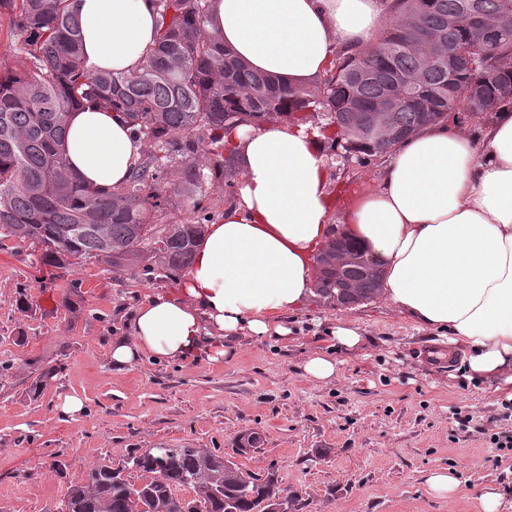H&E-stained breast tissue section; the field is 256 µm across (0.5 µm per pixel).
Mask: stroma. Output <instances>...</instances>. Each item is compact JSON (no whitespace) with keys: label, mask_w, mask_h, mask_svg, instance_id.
Here are the masks:
<instances>
[{"label":"stroma","mask_w":512,"mask_h":512,"mask_svg":"<svg viewBox=\"0 0 512 512\" xmlns=\"http://www.w3.org/2000/svg\"><path fill=\"white\" fill-rule=\"evenodd\" d=\"M342 205L377 180L384 158H325ZM234 182L202 181L194 200L163 216L176 224L223 216ZM160 278L75 260L59 270L26 244L0 240V512H65L69 486L93 464L125 467L132 454L162 445L216 449L258 475L276 471L301 512H481L495 489L512 512V452L490 437L512 433L505 393L471 376L463 355L452 363L419 357L442 343L380 297L339 308L311 296L284 316L288 340L240 338L217 362L142 360L120 371L109 351L149 295L179 286ZM52 311H43V298ZM365 338L336 354V378L309 380L302 362L332 345L337 322ZM82 411L66 415V398ZM255 432L257 447L241 449ZM448 471L454 500L426 480Z\"/></svg>","instance_id":"35a3bbf8"}]
</instances>
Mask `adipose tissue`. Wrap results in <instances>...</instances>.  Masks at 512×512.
I'll use <instances>...</instances> for the list:
<instances>
[{"label":"adipose tissue","instance_id":"adipose-tissue-1","mask_svg":"<svg viewBox=\"0 0 512 512\" xmlns=\"http://www.w3.org/2000/svg\"><path fill=\"white\" fill-rule=\"evenodd\" d=\"M89 68L129 73L154 43L153 0H72ZM380 0H210L205 28L251 70L293 85L321 77L339 51L374 44ZM224 145L240 166L234 202L209 224L178 290L149 296L115 337L117 369L143 357L223 358L242 332L287 337L315 258L335 232L383 270V297L419 327L463 348L469 371L512 389V102L480 140L446 124L396 144L374 186L335 220L318 133L273 117L237 127ZM145 145L126 117L72 110L64 152L83 184L125 180Z\"/></svg>","mask_w":512,"mask_h":512}]
</instances>
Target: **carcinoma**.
Masks as SVG:
<instances>
[{
    "label": "carcinoma",
    "instance_id": "cac0c4a2",
    "mask_svg": "<svg viewBox=\"0 0 512 512\" xmlns=\"http://www.w3.org/2000/svg\"><path fill=\"white\" fill-rule=\"evenodd\" d=\"M465 2L394 0L392 23L374 47L342 51L325 78L294 86L251 70L205 31L209 0H154L155 43L132 73L87 67L71 0H0L29 61L22 70L0 67V239L41 249L56 268L95 258L160 275L190 263L205 218H154L173 198L196 195L193 155L204 142L219 145L222 131L277 115L306 122L323 111L337 129L328 149L366 163L451 112L497 111L512 100V0H476L503 21L499 39L486 44L472 40ZM423 29L451 34L475 61L452 71L429 58ZM83 104L123 113L136 137L158 147L107 192L81 184L67 165L68 114ZM176 167L185 177L169 193L165 180ZM354 254L352 287H336L334 271L324 270L315 287L321 298L345 306L350 296L363 303L380 294L368 256ZM130 463L141 483L96 464L68 489L65 512H267L284 494L276 472L259 477L209 448H151ZM181 487L194 497H178Z\"/></svg>",
    "mask_w": 512,
    "mask_h": 512
}]
</instances>
